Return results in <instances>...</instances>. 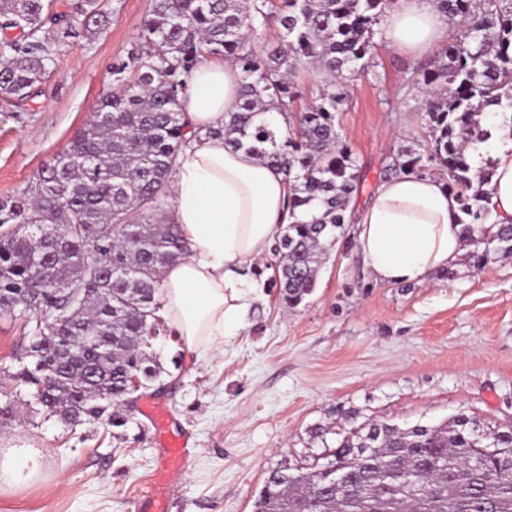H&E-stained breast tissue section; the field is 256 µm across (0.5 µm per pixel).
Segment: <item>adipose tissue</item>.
Wrapping results in <instances>:
<instances>
[{
    "label": "adipose tissue",
    "instance_id": "1",
    "mask_svg": "<svg viewBox=\"0 0 512 512\" xmlns=\"http://www.w3.org/2000/svg\"><path fill=\"white\" fill-rule=\"evenodd\" d=\"M384 39L390 48L425 53L447 42L448 18L435 0H396ZM240 83L241 70L229 59L205 60L194 69L182 100L192 139L164 199L187 254L163 274L158 314L199 361L243 327L263 288L252 274L255 264L286 224L303 216L289 210L288 183L279 168L208 134L223 126ZM489 206L500 223H512V153L504 150ZM458 216V203L441 180L400 175L372 192L355 248L378 281H423L464 254Z\"/></svg>",
    "mask_w": 512,
    "mask_h": 512
}]
</instances>
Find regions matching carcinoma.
I'll return each mask as SVG.
<instances>
[{
    "label": "carcinoma",
    "mask_w": 512,
    "mask_h": 512,
    "mask_svg": "<svg viewBox=\"0 0 512 512\" xmlns=\"http://www.w3.org/2000/svg\"><path fill=\"white\" fill-rule=\"evenodd\" d=\"M51 0H0V24L21 34L0 40V98L22 101L54 62L57 43L44 25ZM395 0H154L128 60L112 66L119 92L103 97L98 117L41 169L36 182L0 204V312L38 319L64 314L59 336L96 327V348L59 368L49 344L13 379L31 388L48 415L65 424L108 414L128 423L129 378L146 388L162 368L151 352L166 332L156 316L163 269L185 252L162 209L165 188L187 143L179 111L192 70L214 56L242 70L239 101L224 126L208 131L282 168L291 209L321 213L288 225L276 242L273 278L281 302L298 306L315 283L333 231L350 223L358 192L357 160L338 132L349 101L344 74L365 72L374 58L375 26ZM460 22L427 67L413 71L425 87L424 120L432 133L428 159L448 176L459 203L468 263L490 253L512 257V224L492 219L489 189L497 161L493 138L512 142V0H437ZM61 38L101 24L98 0H77ZM277 19L284 46L255 49L247 33ZM302 67L321 75L315 102L295 127L279 131L269 114L288 113ZM423 154L398 151L388 175L425 174ZM29 288L39 305L17 304ZM494 442L486 440L487 432ZM328 452L296 469L269 471L254 512H512V428L489 430L463 414L437 426L401 429L370 423L352 428ZM347 481L336 483V474Z\"/></svg>",
    "instance_id": "obj_1"
}]
</instances>
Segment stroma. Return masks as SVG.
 I'll return each mask as SVG.
<instances>
[{"label": "stroma", "instance_id": "35a3bbf8", "mask_svg": "<svg viewBox=\"0 0 512 512\" xmlns=\"http://www.w3.org/2000/svg\"><path fill=\"white\" fill-rule=\"evenodd\" d=\"M107 18L90 36L61 40L29 98L0 107V202L21 193L112 92V67L138 42L153 0H99ZM416 57L378 44L350 83L341 135L359 165L362 210L397 151L426 140ZM356 223L323 257L313 292L281 303L258 262L262 298L237 335L205 363L175 340L153 345L164 371L135 392L127 426L107 418L66 425L33 414L11 375L26 364L31 326L0 313V385L16 389L0 421V456L35 459L29 476L0 484V512H146L164 450L147 404L163 406L187 458L169 474L168 512H252L268 472L297 467L371 421L402 428L463 413L512 426V258L482 269L458 261L421 283L376 281L354 247ZM326 429V442L314 440Z\"/></svg>", "mask_w": 512, "mask_h": 512}]
</instances>
